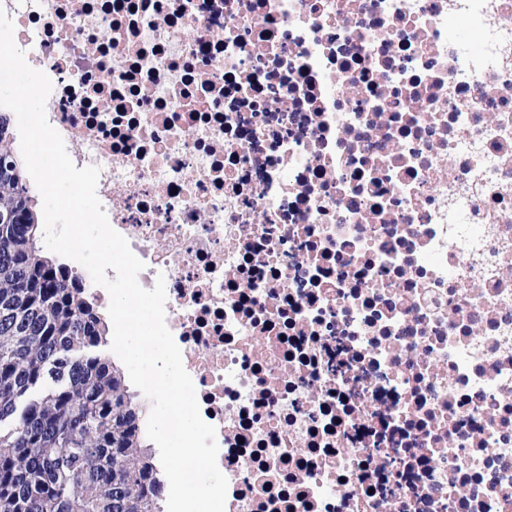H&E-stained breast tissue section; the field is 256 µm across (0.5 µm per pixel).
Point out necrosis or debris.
I'll list each match as a JSON object with an SVG mask.
<instances>
[{"mask_svg":"<svg viewBox=\"0 0 512 512\" xmlns=\"http://www.w3.org/2000/svg\"><path fill=\"white\" fill-rule=\"evenodd\" d=\"M0 10L165 281L226 512H512V0Z\"/></svg>","mask_w":512,"mask_h":512,"instance_id":"necrosis-or-debris-1","label":"necrosis or debris"}]
</instances>
